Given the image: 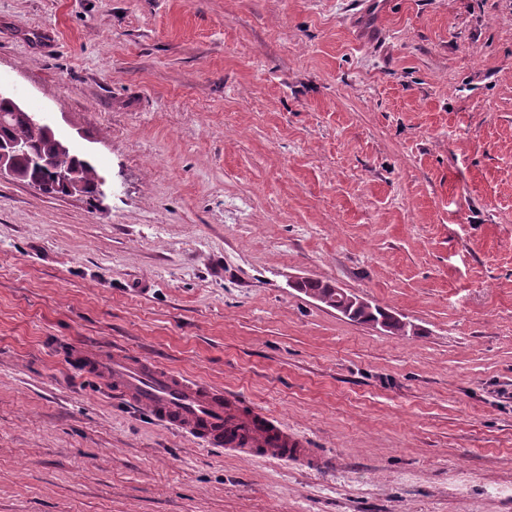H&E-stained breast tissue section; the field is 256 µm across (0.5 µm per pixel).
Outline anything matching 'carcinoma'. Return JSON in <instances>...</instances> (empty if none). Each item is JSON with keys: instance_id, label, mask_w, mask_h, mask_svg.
Masks as SVG:
<instances>
[{"instance_id": "1", "label": "carcinoma", "mask_w": 512, "mask_h": 512, "mask_svg": "<svg viewBox=\"0 0 512 512\" xmlns=\"http://www.w3.org/2000/svg\"><path fill=\"white\" fill-rule=\"evenodd\" d=\"M22 141L28 150L51 159L48 165L32 164L25 157L16 161L17 180L32 186L52 189L57 194H89L97 192L102 182L96 167L86 158L71 151L69 146L59 139L49 125L42 121L30 123L13 116V101L0 99V142ZM305 293L320 297L334 298L336 289L330 283L308 280L301 285ZM373 314L387 320V332L407 336L410 329L404 327L402 319L387 309L375 306Z\"/></svg>"}]
</instances>
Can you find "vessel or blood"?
<instances>
[{
	"instance_id": "b4317fda",
	"label": "vessel or blood",
	"mask_w": 512,
	"mask_h": 512,
	"mask_svg": "<svg viewBox=\"0 0 512 512\" xmlns=\"http://www.w3.org/2000/svg\"><path fill=\"white\" fill-rule=\"evenodd\" d=\"M70 359L136 409L200 445L229 448L249 459L308 460L305 439L231 392L122 350L77 348Z\"/></svg>"
}]
</instances>
